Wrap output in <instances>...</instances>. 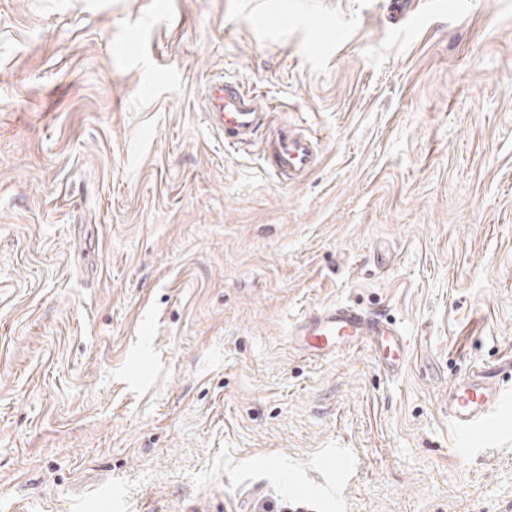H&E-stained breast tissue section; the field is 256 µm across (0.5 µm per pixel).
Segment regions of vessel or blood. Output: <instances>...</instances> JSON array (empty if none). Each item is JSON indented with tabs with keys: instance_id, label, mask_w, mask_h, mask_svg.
<instances>
[{
	"instance_id": "obj_1",
	"label": "vessel or blood",
	"mask_w": 512,
	"mask_h": 512,
	"mask_svg": "<svg viewBox=\"0 0 512 512\" xmlns=\"http://www.w3.org/2000/svg\"><path fill=\"white\" fill-rule=\"evenodd\" d=\"M212 107L207 120L224 137L226 146L249 144L270 123L271 106L239 83L220 81L210 88ZM265 143V156L276 178L292 183L304 178L317 163V138L282 123ZM300 354L326 360L344 350L368 345L380 355L384 370L400 375L410 356L404 333L382 317L358 307L336 303L299 318L288 330ZM495 370L480 368L454 380L448 388V418L473 443L502 425L494 413L512 406V397L499 389Z\"/></svg>"
}]
</instances>
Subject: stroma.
<instances>
[{"instance_id":"obj_1","label":"stroma","mask_w":512,"mask_h":512,"mask_svg":"<svg viewBox=\"0 0 512 512\" xmlns=\"http://www.w3.org/2000/svg\"><path fill=\"white\" fill-rule=\"evenodd\" d=\"M0 0V512H512V0ZM226 78L321 139L278 185ZM342 302L415 354L315 362ZM342 452L337 481L323 459ZM210 97L207 121L224 135V143L230 148L249 144L260 128L271 123V105L237 82L214 83ZM292 347L312 360H327L367 344L379 353L384 370L400 375L410 356L404 333L382 317L345 303L303 315L288 330ZM496 369L480 368L469 375L454 380L448 387V418L462 432L469 435L474 444L502 426V419L494 418L496 409L506 410L509 395L493 381Z\"/></svg>"}]
</instances>
